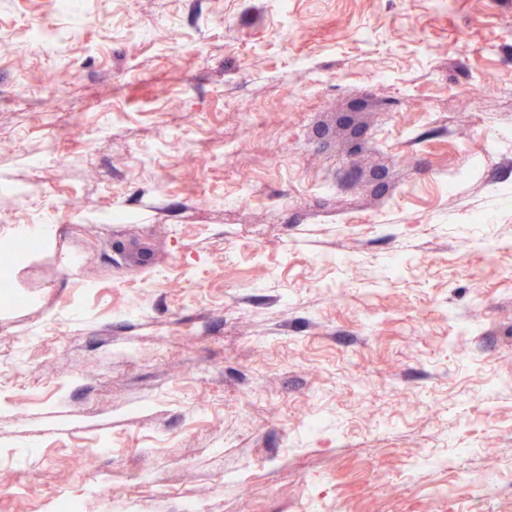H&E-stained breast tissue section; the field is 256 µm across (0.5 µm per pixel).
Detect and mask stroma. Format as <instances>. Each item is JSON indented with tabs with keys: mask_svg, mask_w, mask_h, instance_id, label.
<instances>
[{
	"mask_svg": "<svg viewBox=\"0 0 512 512\" xmlns=\"http://www.w3.org/2000/svg\"><path fill=\"white\" fill-rule=\"evenodd\" d=\"M23 222L0 512H512V0H0Z\"/></svg>",
	"mask_w": 512,
	"mask_h": 512,
	"instance_id": "1",
	"label": "stroma"
}]
</instances>
